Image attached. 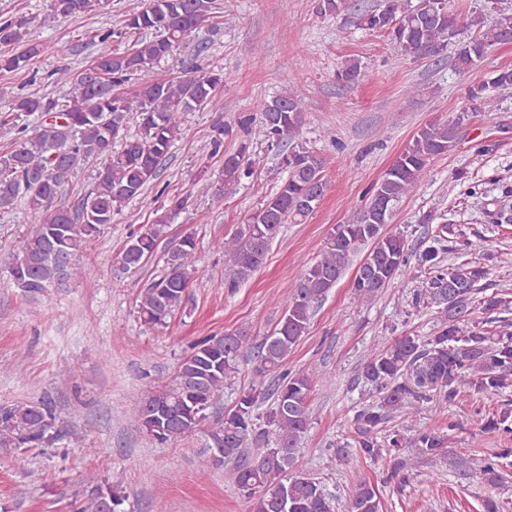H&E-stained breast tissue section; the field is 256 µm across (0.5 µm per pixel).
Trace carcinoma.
<instances>
[{
    "label": "carcinoma",
    "mask_w": 512,
    "mask_h": 512,
    "mask_svg": "<svg viewBox=\"0 0 512 512\" xmlns=\"http://www.w3.org/2000/svg\"><path fill=\"white\" fill-rule=\"evenodd\" d=\"M62 17L78 16L106 8L104 0H52ZM215 0H146L145 6L125 15L118 31L97 35L94 60L72 74L56 70L69 85L64 101L20 95L13 101L12 125L22 136L15 147L0 156V211L22 204L37 218L35 231L14 257L10 273L24 294L36 296L60 280L78 279L85 273L80 259L88 245L112 224L130 202L140 198L147 185L160 176L170 148L179 138L184 116L209 109L224 111L218 95L224 74L196 64L177 79L155 77L153 65L174 55L189 38L208 25ZM353 23L359 29L383 33L410 58H446L454 46V66L461 73L473 69L494 47L512 43V13L498 0H475L469 14L461 15L454 0H379L356 9ZM31 19L18 17L0 22V74L20 72L40 53V44L28 39ZM150 34L147 39L144 34ZM134 39L122 50V39ZM134 76L142 77L132 97L119 88ZM361 77V63L347 60L336 78L344 85ZM512 89V69H500L488 80L466 90L468 107L446 120L423 126L396 161L374 182L355 221L340 224L321 258L310 265L283 300L282 315L274 329L257 340L244 328L196 341L182 358L172 380L150 390L132 408L129 419L139 432L164 445L195 434L209 444H223L198 457L200 470L233 464L231 478L247 503V512H334V497L322 481L298 467L300 448L311 419V398L319 380L307 371L284 370L288 356L308 333L315 309L341 280L358 251H369L359 265L352 288L357 300L368 304L404 273L416 282L413 306L436 304L443 314L430 336L379 338L366 352L359 378L375 392V399L355 410L353 442H337L336 455L345 459L357 448L366 458L392 459L390 479L403 488L412 460L440 459L449 436L414 429L411 400L419 395L403 376L411 373L418 388L433 386L453 405L464 396L490 398L512 390V297L509 292L486 293L487 264L469 260L475 244L453 225L444 224L423 249L408 243L401 232L384 226L394 209L414 193L435 158L458 143L470 112L500 110L499 93ZM307 112L306 96L291 89L267 104L260 116H243L236 125L215 127L212 153H224L222 182L213 202L250 177L264 157L252 150L250 128L259 122L268 148L279 149L286 176L229 239L216 243L224 253L228 277L224 287L234 289L264 263L271 242L285 224H297L319 205L327 188L324 160L297 142ZM37 116L33 129L22 123ZM137 136L126 131L130 120ZM243 132L233 152L223 151L224 138L234 128ZM125 140L117 151L114 143ZM99 162L91 191L75 209L52 203L69 183L80 164ZM191 205V195H168L155 209L152 223L130 233L119 254L124 273L141 269L158 248L170 224ZM195 234L181 237L167 253V272L139 297L136 313L150 329L169 326L186 311L188 288L202 275L195 265ZM253 351L256 377L268 385H253L239 394L234 405L210 423L209 410L236 377ZM271 401L264 412L260 404ZM402 414L401 428L389 429L393 414ZM473 438L498 432L512 434V400L490 413L475 411ZM56 421L47 401L0 405V448H49L59 434L45 430ZM512 448L471 461L462 476L491 486L504 482L503 461ZM123 503L118 488L104 482L77 499L73 512H119ZM375 485L361 476L354 485L347 512H380Z\"/></svg>",
    "instance_id": "1"
}]
</instances>
